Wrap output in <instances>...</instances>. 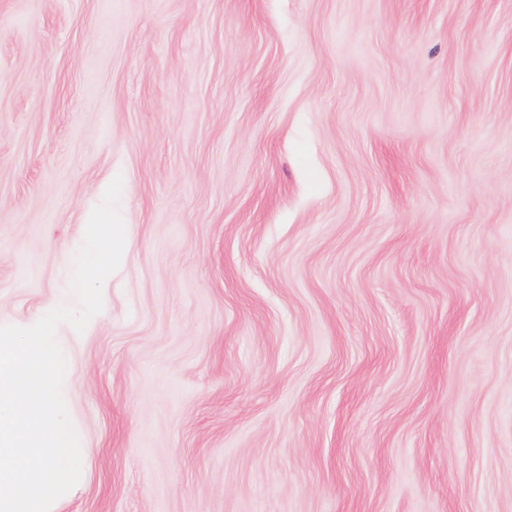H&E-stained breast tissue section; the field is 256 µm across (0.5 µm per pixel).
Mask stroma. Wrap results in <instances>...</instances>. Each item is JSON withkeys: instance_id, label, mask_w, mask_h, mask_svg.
<instances>
[{"instance_id": "obj_1", "label": "stroma", "mask_w": 512, "mask_h": 512, "mask_svg": "<svg viewBox=\"0 0 512 512\" xmlns=\"http://www.w3.org/2000/svg\"><path fill=\"white\" fill-rule=\"evenodd\" d=\"M116 176L55 512H512V0H0V325Z\"/></svg>"}]
</instances>
